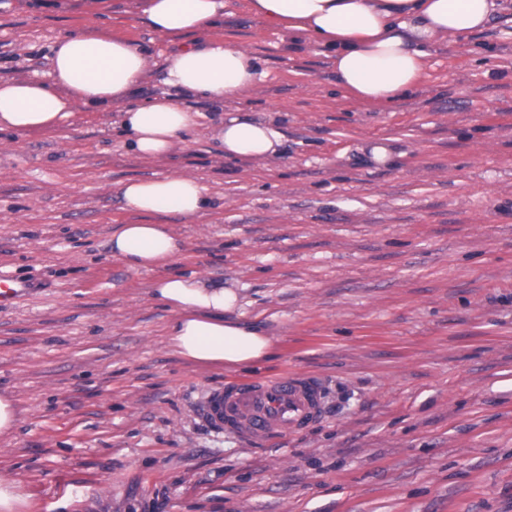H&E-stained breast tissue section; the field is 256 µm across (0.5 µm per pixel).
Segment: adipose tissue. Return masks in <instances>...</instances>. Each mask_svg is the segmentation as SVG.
Wrapping results in <instances>:
<instances>
[{"mask_svg":"<svg viewBox=\"0 0 512 512\" xmlns=\"http://www.w3.org/2000/svg\"><path fill=\"white\" fill-rule=\"evenodd\" d=\"M247 6L291 39L328 52L346 97L385 105L421 86L431 49L483 31L512 9V0H247ZM224 7V0H142L152 32L174 43L155 57L93 26L62 33L52 47L51 82L0 79V131L51 129L74 112L116 106L138 155L169 156L202 115L166 96L136 102L154 67L163 69L167 84L216 103L247 92L258 79L255 57L215 36ZM212 136L236 159L272 160L284 145L275 122L240 116L215 124ZM121 198L135 220L113 226L110 246L132 269L163 266L181 252L162 216L197 217L215 206L208 187L185 174L127 181ZM154 292L176 313L168 341L183 359L248 367L271 357V339L235 319L240 299L234 289L193 274H167Z\"/></svg>","mask_w":512,"mask_h":512,"instance_id":"1","label":"adipose tissue"}]
</instances>
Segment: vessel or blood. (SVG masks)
<instances>
[{"label": "vessel or blood", "instance_id": "b4317fda", "mask_svg": "<svg viewBox=\"0 0 512 512\" xmlns=\"http://www.w3.org/2000/svg\"><path fill=\"white\" fill-rule=\"evenodd\" d=\"M323 400L318 377L290 373L207 388L198 413L215 430L253 439L306 430L321 418Z\"/></svg>", "mask_w": 512, "mask_h": 512}]
</instances>
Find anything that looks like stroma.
<instances>
[{
    "instance_id": "35a3bbf8",
    "label": "stroma",
    "mask_w": 512,
    "mask_h": 512,
    "mask_svg": "<svg viewBox=\"0 0 512 512\" xmlns=\"http://www.w3.org/2000/svg\"><path fill=\"white\" fill-rule=\"evenodd\" d=\"M137 0H0V78L48 80L51 47L90 24L155 50ZM218 35L260 76L202 112L173 154L137 155L116 112L0 131V275L30 289L0 310V480L17 512H512V15L452 47L389 105L357 104L331 58L228 0ZM273 120L274 161L225 157L223 117ZM387 147L375 162L373 144ZM184 173L216 205L163 216L183 242L168 266L235 288L276 354L204 367L168 345L159 270L112 255L120 197ZM316 374L322 418L245 440L196 415L210 386Z\"/></svg>"
}]
</instances>
